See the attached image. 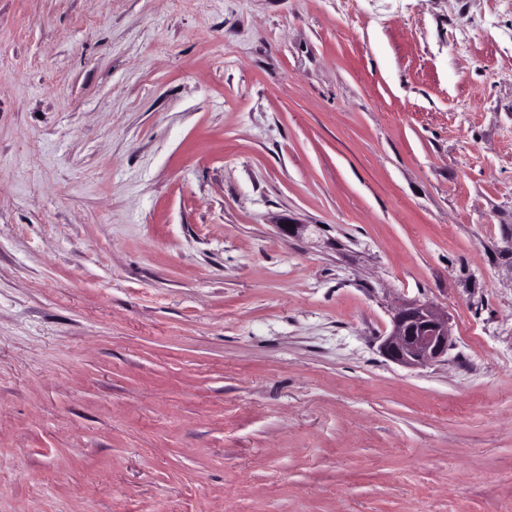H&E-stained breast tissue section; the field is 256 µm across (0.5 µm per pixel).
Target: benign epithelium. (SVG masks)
Returning a JSON list of instances; mask_svg holds the SVG:
<instances>
[{
  "mask_svg": "<svg viewBox=\"0 0 512 512\" xmlns=\"http://www.w3.org/2000/svg\"><path fill=\"white\" fill-rule=\"evenodd\" d=\"M450 343L448 316L429 303L412 302L393 315L392 330L380 349L403 367L419 368L446 355Z\"/></svg>",
  "mask_w": 512,
  "mask_h": 512,
  "instance_id": "7a95c632",
  "label": "benign epithelium"
}]
</instances>
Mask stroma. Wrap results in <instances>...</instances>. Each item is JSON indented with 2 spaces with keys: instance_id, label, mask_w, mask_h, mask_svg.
<instances>
[{
  "instance_id": "stroma-1",
  "label": "stroma",
  "mask_w": 512,
  "mask_h": 512,
  "mask_svg": "<svg viewBox=\"0 0 512 512\" xmlns=\"http://www.w3.org/2000/svg\"><path fill=\"white\" fill-rule=\"evenodd\" d=\"M0 512H512V0H0ZM448 316L430 303H407L396 311L380 345L387 359L406 368L423 367L448 353Z\"/></svg>"
}]
</instances>
